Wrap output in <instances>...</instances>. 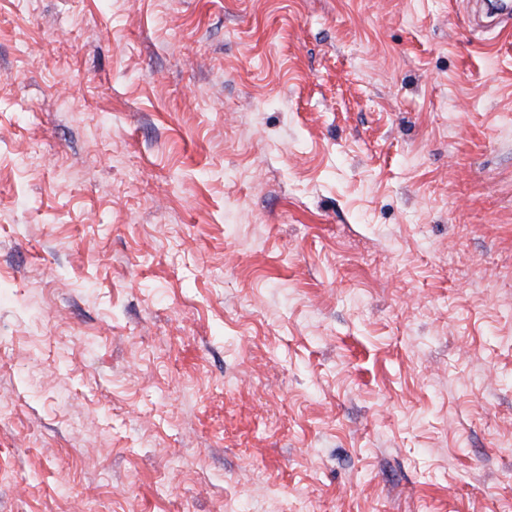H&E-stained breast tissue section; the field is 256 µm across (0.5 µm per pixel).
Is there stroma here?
Segmentation results:
<instances>
[{"label":"stroma","instance_id":"stroma-1","mask_svg":"<svg viewBox=\"0 0 512 512\" xmlns=\"http://www.w3.org/2000/svg\"><path fill=\"white\" fill-rule=\"evenodd\" d=\"M0 0V512H512V20Z\"/></svg>","mask_w":512,"mask_h":512}]
</instances>
